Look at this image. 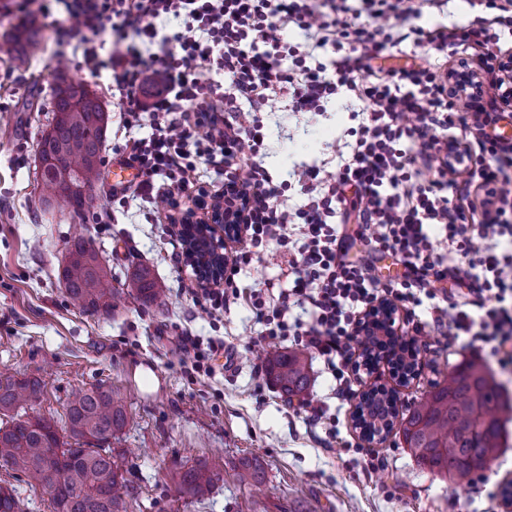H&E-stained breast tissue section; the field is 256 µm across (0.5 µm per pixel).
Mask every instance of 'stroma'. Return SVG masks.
Segmentation results:
<instances>
[{"label":"stroma","mask_w":512,"mask_h":512,"mask_svg":"<svg viewBox=\"0 0 512 512\" xmlns=\"http://www.w3.org/2000/svg\"><path fill=\"white\" fill-rule=\"evenodd\" d=\"M23 19L16 0H0V374L42 381L33 415L61 425L74 387L111 390L127 410L125 426L109 445L129 480L132 512H512L502 498L487 496L512 483V411L503 416L497 455L465 490L451 489L447 479L418 464L399 430L370 448L353 424L358 393L375 385L392 388L403 412L473 357L470 349L445 348L433 328L416 335L422 361L417 379L400 383L383 363L363 374L354 396L344 400L336 399L322 361L310 357L307 397L325 403L336 417V442L322 444L324 432L309 425L303 403L287 401L266 374L255 372L260 328L250 311L234 304L217 322L194 304L190 290L197 281L171 209L142 203L130 184L125 200L113 198L109 172L123 163L129 138L150 133V114H142L138 126H126L116 84L89 73L78 45L56 55L54 34L40 18L34 25L46 51L27 70H15L9 36ZM62 75L96 92L109 115L104 178L83 222L69 210L41 205L36 189L37 147L52 120V88ZM259 118L263 145L257 160L282 185L277 203L286 208L305 201L290 182L293 168L335 170L339 150L354 142L359 124L343 98L313 113L291 111L287 98L275 96ZM79 226L116 288L136 268H147L165 291L164 305L147 308L127 296L109 315L72 305L58 272ZM288 260L277 243H269L262 258L243 265L236 283L285 280ZM187 333L223 338L231 362L190 380L191 367L179 350ZM370 449L382 458V469H364ZM245 458L262 467L260 489L237 479ZM203 460L222 466L221 481L201 499L181 494L174 471Z\"/></svg>","instance_id":"35a3bbf8"}]
</instances>
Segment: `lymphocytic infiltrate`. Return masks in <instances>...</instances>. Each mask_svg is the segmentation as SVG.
Segmentation results:
<instances>
[{"label":"lymphocytic infiltrate","mask_w":512,"mask_h":512,"mask_svg":"<svg viewBox=\"0 0 512 512\" xmlns=\"http://www.w3.org/2000/svg\"><path fill=\"white\" fill-rule=\"evenodd\" d=\"M54 3L65 13L58 49L79 35L86 66L112 74L123 112L152 116L150 134L126 144L142 175L136 193L151 204L156 181L180 192L199 164L236 166L241 142L259 152V124L240 121L242 109L264 111L282 94L292 111L322 112L343 91L364 104L347 162L333 172L294 170L307 198L299 208L278 207L280 186L249 165L245 233L252 249L291 248L292 285L241 292L239 266L252 260L245 252L223 287L202 289L205 312L224 314L229 298H245L262 342L310 350L344 396L360 374L357 330L381 299L410 323L426 307L449 347L479 346L496 372H512V250L501 249L512 242V177L499 164L512 152L499 127L512 116V55L497 32L512 30V0H485V15L468 24L432 28L410 21L448 0H21L19 8L46 18ZM289 26L304 42H284ZM408 40L434 50L440 65L378 74L373 60ZM326 47L337 51L327 64L316 57ZM461 50L486 78L478 110L448 96L447 67ZM357 241L370 262L347 261ZM452 249L465 263H449ZM384 253L403 266L400 280L377 276L373 259ZM447 279L455 289L442 288Z\"/></svg>","instance_id":"lymphocytic-infiltrate-1"}]
</instances>
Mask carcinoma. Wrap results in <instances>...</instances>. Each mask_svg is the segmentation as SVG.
Instances as JSON below:
<instances>
[{
    "label": "carcinoma",
    "mask_w": 512,
    "mask_h": 512,
    "mask_svg": "<svg viewBox=\"0 0 512 512\" xmlns=\"http://www.w3.org/2000/svg\"><path fill=\"white\" fill-rule=\"evenodd\" d=\"M12 61L17 69L28 66L39 47L38 30L18 28L11 36ZM108 113L100 99L85 86L65 84L54 88L53 119L42 136L38 153L50 160L40 174V200L85 220L86 201L73 190L80 185L93 192L102 179V145ZM69 262L59 280L71 302L80 309L109 312L119 289L98 252L82 235L73 237L67 249ZM129 293L152 305L162 299L163 289L150 270H135L127 284ZM264 365L271 381L288 399L300 398L310 385L306 353L284 351L277 345L264 350ZM417 349L406 344L393 354L392 368L401 380L414 378ZM43 386L36 378L14 379L0 375V465L23 474L29 484L47 489L55 512H129L128 480L104 447L126 421L122 405L112 391L101 387L72 390L65 425L46 417H29L26 408L39 402ZM512 408L502 386L486 364L473 358L448 378L435 383L402 418V434L418 463L448 479L454 489L467 487L471 475L485 468L495 456L503 433L498 412ZM398 415L397 397L383 387L365 392L354 413L355 427L365 438L383 439ZM180 490L203 497L221 479V472L207 463L183 467L176 473ZM239 479L260 480V465L246 459ZM0 512H23L15 492L0 486Z\"/></svg>",
    "instance_id": "cac0c4a2"
}]
</instances>
